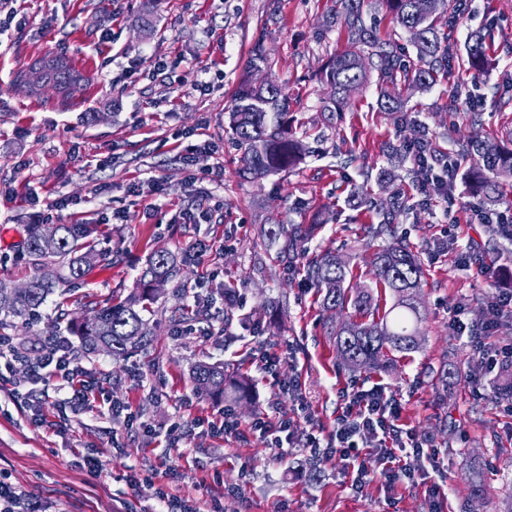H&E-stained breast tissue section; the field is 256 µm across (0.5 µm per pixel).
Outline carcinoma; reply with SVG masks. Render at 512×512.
I'll return each mask as SVG.
<instances>
[{
    "label": "carcinoma",
    "mask_w": 512,
    "mask_h": 512,
    "mask_svg": "<svg viewBox=\"0 0 512 512\" xmlns=\"http://www.w3.org/2000/svg\"><path fill=\"white\" fill-rule=\"evenodd\" d=\"M380 5L410 34L416 62L408 69L398 64L394 47L380 42L367 28L363 0H343L340 20L358 49L331 57L323 74L330 88L324 111H342L351 92L365 84L369 70L373 69L380 85L381 109L400 114L403 125L418 127L413 145L430 154L432 143L425 128L404 112L403 88L426 90L440 73L448 70V22L443 20L447 0H380ZM487 38L488 35L476 32L467 42L466 64L476 72L492 64L487 54ZM271 67L262 44L256 43L229 115L232 132L244 148L239 173L250 182L289 169L309 153L308 145L288 120L285 88L275 82L258 86L252 80V72ZM17 79L27 83L33 94L53 90L68 97L77 89L81 75L63 58L48 55L20 71ZM462 154H474L482 161L468 174L476 193L489 205L499 202L498 177L512 176V146L503 140L477 138L462 146ZM379 214L381 220L369 226V234L375 239L392 236L395 208H381ZM315 233L313 224H273L266 236L271 242L284 239L281 253L292 260ZM48 234L54 237V245L43 250L41 243ZM91 234L92 229L86 224L28 225L25 253L38 275L26 288H9L0 283V312L26 319L34 317L57 289L83 278L91 265L106 256L96 249ZM304 259V279L323 293V310L333 315L348 307L353 309L352 318L336 326L337 354L347 368L381 370L390 363L388 354H408L419 348L422 266L418 255L408 246L394 242L377 250L371 260L373 285L354 292L345 286L347 267L340 254L324 250ZM177 274L168 252L153 253L140 273L139 288L122 301L99 308L92 323L70 322L69 330L81 337L87 354L107 348L120 356L145 347L150 342L151 329L143 312L151 309L158 292ZM379 288L391 290L396 298L383 313L374 294ZM192 380L196 392L205 397L222 396L227 390L245 397L249 392L245 380L226 374L220 365L195 366Z\"/></svg>",
    "instance_id": "cac0c4a2"
}]
</instances>
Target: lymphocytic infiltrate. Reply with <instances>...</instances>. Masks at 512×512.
<instances>
[{
    "mask_svg": "<svg viewBox=\"0 0 512 512\" xmlns=\"http://www.w3.org/2000/svg\"><path fill=\"white\" fill-rule=\"evenodd\" d=\"M506 317H512V291L491 296L483 324L469 326L457 317L450 323L457 334L466 335L482 370L512 367V346L499 348L488 341L491 332ZM27 381L38 388L44 400L51 394L65 393L66 404L75 409L89 405L94 390L92 384L79 379L71 369L69 347L64 342L50 343L39 360L29 363ZM340 396L345 409L324 443L285 415L264 416L244 427L224 410L209 420L208 427L212 433L225 437L241 439L252 434L277 448L302 447L313 454L335 458L342 471L353 473V486L358 490L367 483L370 471L365 458L369 455L373 456L375 471L387 486L413 484L427 478V469H413L407 459L412 456L433 463L438 452L429 441L417 438L403 427L402 405L396 396L386 394L381 384L368 387L357 382L343 388Z\"/></svg>",
    "mask_w": 512,
    "mask_h": 512,
    "instance_id": "1",
    "label": "lymphocytic infiltrate"
}]
</instances>
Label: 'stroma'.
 Listing matches in <instances>:
<instances>
[{"label":"stroma","instance_id":"obj_1","mask_svg":"<svg viewBox=\"0 0 512 512\" xmlns=\"http://www.w3.org/2000/svg\"><path fill=\"white\" fill-rule=\"evenodd\" d=\"M0 9L24 20L0 39V283L19 288L33 280L22 254L26 226L35 211H51L60 199L70 203L64 223L93 225L109 252L82 280L56 290L37 320L14 321L30 359L67 339L75 366L99 389L85 409L43 404L39 427L31 422L36 410L18 409L0 391V479L40 500L44 512H154L156 485L201 512L214 502L222 512H428V485L390 489L375 479L356 490L335 459L254 436L227 441L205 422L224 407L244 425L280 411L297 421L310 417L325 438L342 412L340 390L378 381L401 401L403 423L439 448L445 512H503L512 499V415L501 400L475 391L472 349L448 320L460 306L464 322L481 324L487 297L512 290V239L471 221L464 207L479 197L468 180L456 181L462 208L454 216L422 204V173L391 153L414 130L381 111L376 78L344 111L324 113L329 89L321 72L352 47L344 26L330 21L342 11L340 0H0ZM363 17L380 40L414 59L408 33L376 0H365ZM482 27L494 40L491 69L476 75L454 66L406 106L438 157L459 160L463 172L476 162L460 152L468 140L512 134V0H470L449 31L453 55H464L470 33ZM258 41L274 63L272 78L290 97L295 127L322 141L293 171L249 183L238 176L243 151L227 110ZM48 54L67 58L85 76L74 98L50 91L32 97L17 82L19 70ZM158 56L175 60V69L154 73ZM132 64L137 75L120 81ZM204 76L210 87L202 93L196 86ZM177 132L191 133L197 144L191 159L178 148ZM384 170L393 178L383 188L377 177ZM155 180L162 194L152 193ZM395 195L404 208L394 238L422 260L420 347L386 371H353L336 355L317 288L279 259L263 232L272 224H318L308 250L339 251L349 261L350 283L363 286L383 245L366 231L373 207ZM200 204L209 210L207 222L182 223L180 210ZM201 241L214 250L198 258ZM159 250L173 257L179 274L152 306L149 345L121 357L85 354L70 320L125 298ZM216 268L223 271L217 278ZM228 282L236 291L230 302ZM198 296L209 301L201 316L213 329L206 341L171 319L176 311L197 316ZM265 348L280 357L273 378L253 364ZM201 362L252 379L249 398L199 396L191 372ZM292 378L298 386L282 389ZM122 404L152 435L113 417L112 406ZM175 425L190 434L173 446L168 433ZM90 453L102 462L96 477L76 464ZM474 468L484 479L478 498L469 482Z\"/></svg>","mask_w":512,"mask_h":512}]
</instances>
